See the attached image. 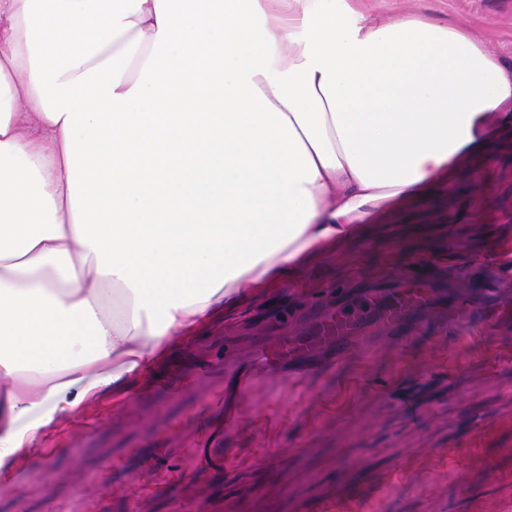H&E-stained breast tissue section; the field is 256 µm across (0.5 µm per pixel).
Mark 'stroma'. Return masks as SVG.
Returning a JSON list of instances; mask_svg holds the SVG:
<instances>
[{"label":"stroma","mask_w":512,"mask_h":512,"mask_svg":"<svg viewBox=\"0 0 512 512\" xmlns=\"http://www.w3.org/2000/svg\"><path fill=\"white\" fill-rule=\"evenodd\" d=\"M387 20L420 10L471 24L512 67V0H360ZM477 189L449 186L372 215L371 230L248 297L181 341L129 395L105 393L59 421L30 460L0 469V512H512V122ZM451 288L485 280L483 346L432 320L406 343L352 348L327 368L255 378L233 395L224 355L306 324L336 288ZM410 400L418 413L398 408ZM466 474L458 483L457 471Z\"/></svg>","instance_id":"stroma-1"}]
</instances>
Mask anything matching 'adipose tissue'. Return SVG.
Listing matches in <instances>:
<instances>
[{
  "instance_id": "1",
  "label": "adipose tissue",
  "mask_w": 512,
  "mask_h": 512,
  "mask_svg": "<svg viewBox=\"0 0 512 512\" xmlns=\"http://www.w3.org/2000/svg\"><path fill=\"white\" fill-rule=\"evenodd\" d=\"M512 71L348 0H0V465L370 211L494 154Z\"/></svg>"
}]
</instances>
